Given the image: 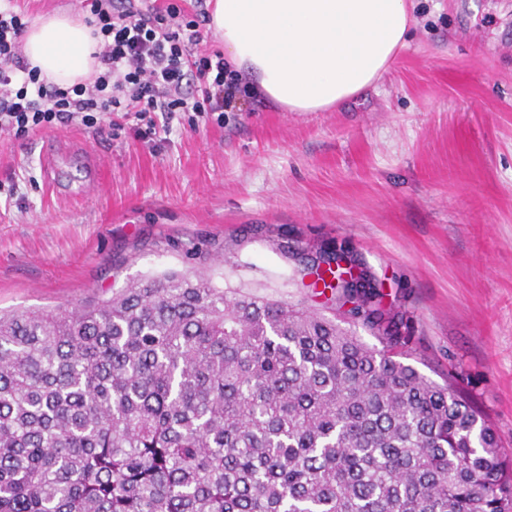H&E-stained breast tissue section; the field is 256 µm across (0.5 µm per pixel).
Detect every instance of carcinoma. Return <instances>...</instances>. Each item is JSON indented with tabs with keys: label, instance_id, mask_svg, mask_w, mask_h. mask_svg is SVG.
<instances>
[{
	"label": "carcinoma",
	"instance_id": "cac0c4a2",
	"mask_svg": "<svg viewBox=\"0 0 512 512\" xmlns=\"http://www.w3.org/2000/svg\"><path fill=\"white\" fill-rule=\"evenodd\" d=\"M309 273L381 347L203 273L0 312V512H512L460 375L407 362L366 274Z\"/></svg>",
	"mask_w": 512,
	"mask_h": 512
}]
</instances>
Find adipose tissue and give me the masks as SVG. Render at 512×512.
<instances>
[{"label":"adipose tissue","mask_w":512,"mask_h":512,"mask_svg":"<svg viewBox=\"0 0 512 512\" xmlns=\"http://www.w3.org/2000/svg\"><path fill=\"white\" fill-rule=\"evenodd\" d=\"M211 25L258 94L291 112H322L377 81L406 47L409 0H213ZM22 47L61 87L98 67L92 27L64 14L32 24Z\"/></svg>","instance_id":"obj_1"}]
</instances>
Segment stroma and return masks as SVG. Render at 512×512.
Listing matches in <instances>:
<instances>
[{"instance_id": "stroma-1", "label": "stroma", "mask_w": 512, "mask_h": 512, "mask_svg": "<svg viewBox=\"0 0 512 512\" xmlns=\"http://www.w3.org/2000/svg\"><path fill=\"white\" fill-rule=\"evenodd\" d=\"M412 15L382 80L324 112L260 100L153 140L120 113L0 131V310L200 271L330 317L299 261L341 242L407 318L411 364L461 373L512 451V0Z\"/></svg>"}]
</instances>
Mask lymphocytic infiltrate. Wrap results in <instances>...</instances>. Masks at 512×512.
<instances>
[{"label": "lymphocytic infiltrate", "instance_id": "obj_1", "mask_svg": "<svg viewBox=\"0 0 512 512\" xmlns=\"http://www.w3.org/2000/svg\"><path fill=\"white\" fill-rule=\"evenodd\" d=\"M100 40L92 82L63 89L41 80L21 54L27 29L15 0H0V130L24 137L57 126L96 131L116 112L136 120L141 136L169 133L186 117L223 124L247 91L223 52L209 51L204 6L187 12L177 0H82Z\"/></svg>", "mask_w": 512, "mask_h": 512}]
</instances>
